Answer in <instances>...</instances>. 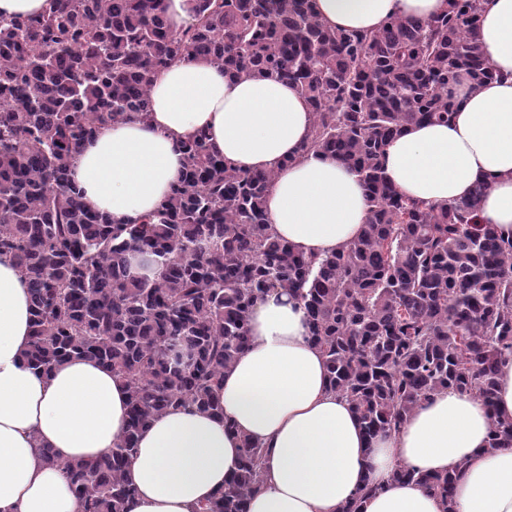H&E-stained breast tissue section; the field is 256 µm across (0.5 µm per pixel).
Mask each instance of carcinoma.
Wrapping results in <instances>:
<instances>
[{"instance_id": "cac0c4a2", "label": "carcinoma", "mask_w": 512, "mask_h": 512, "mask_svg": "<svg viewBox=\"0 0 512 512\" xmlns=\"http://www.w3.org/2000/svg\"><path fill=\"white\" fill-rule=\"evenodd\" d=\"M480 0H448L424 22L375 31L324 24L313 0H193L170 27L165 0H48L0 20V256L16 263L33 316L23 356L48 373L73 356L112 368L129 390V422L92 461L40 449L69 476L81 512H124L136 438L170 407H215L224 370L251 341L250 313L273 290L304 311L332 391L366 436L400 430L447 391L490 406L512 356V232L486 224L489 182L442 206L407 199L382 175L386 146L412 122H448L460 74L496 77L479 40ZM203 60L236 77L296 85L314 122L305 155L356 172L369 217L326 256L278 238L265 209L271 172L224 163L206 133L182 143L170 195L137 224L86 210L69 181L82 142L105 124L151 112L170 65ZM512 447L492 423L488 450ZM265 449L246 441L238 470L202 512H247ZM393 479L452 505L455 474L400 467Z\"/></svg>"}]
</instances>
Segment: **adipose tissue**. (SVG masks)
<instances>
[{
	"instance_id": "1",
	"label": "adipose tissue",
	"mask_w": 512,
	"mask_h": 512,
	"mask_svg": "<svg viewBox=\"0 0 512 512\" xmlns=\"http://www.w3.org/2000/svg\"><path fill=\"white\" fill-rule=\"evenodd\" d=\"M446 0H315L333 28L380 29L393 16L427 21ZM480 40L497 79L460 78L450 123H411L386 148L383 174L406 197L445 205L490 187L481 215L512 231V0H482ZM148 121L102 126L84 142L70 178L87 208L134 223L153 213L183 169L182 142L206 130L225 163L271 171L265 207L278 236L306 255L336 252L368 216L358 176L335 159L302 156L313 114L285 81L234 79L223 68L180 62L151 88ZM249 346L224 372L219 413L172 408L142 431L127 469L125 512H198L238 469L243 440L265 448L264 486L248 512H339L364 483L362 512H442L438 497L393 480L401 466L457 475V512H512V448L487 452L494 418L512 419V356L501 361L492 406L447 391L397 432L367 438L351 404L331 391L304 312L278 290L250 316ZM28 288L0 257V512H80L64 459L92 460L123 436L125 383L96 360L73 357L41 375L22 363L30 343Z\"/></svg>"
}]
</instances>
